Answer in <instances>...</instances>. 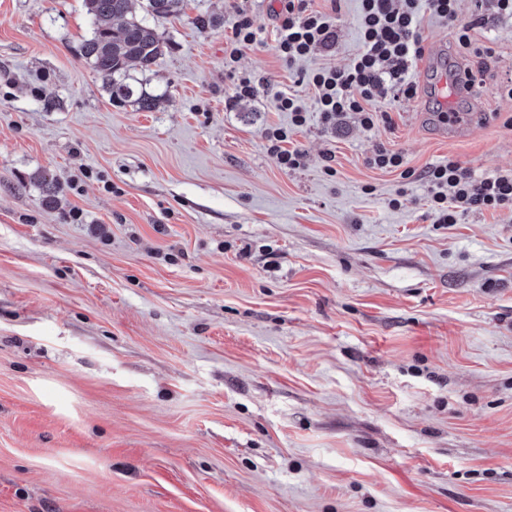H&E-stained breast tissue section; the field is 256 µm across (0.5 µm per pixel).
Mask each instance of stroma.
I'll use <instances>...</instances> for the list:
<instances>
[{
    "instance_id": "stroma-1",
    "label": "stroma",
    "mask_w": 512,
    "mask_h": 512,
    "mask_svg": "<svg viewBox=\"0 0 512 512\" xmlns=\"http://www.w3.org/2000/svg\"><path fill=\"white\" fill-rule=\"evenodd\" d=\"M237 3L148 17L138 112L80 55L83 0H0V512H512V211L438 224L424 181L366 163L512 168V23L472 31L491 118L444 139L428 56L391 125H325L271 0L228 62ZM309 7L346 66L360 0ZM268 151L275 155L280 165L286 170H296L304 165L305 154L299 149L288 150L283 147L288 142V130L269 128L264 134ZM366 162L369 166L382 170L398 171L405 167L403 155L384 146L378 147ZM400 177L405 180L418 178L415 171L408 168L401 170Z\"/></svg>"
}]
</instances>
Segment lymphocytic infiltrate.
Returning <instances> with one entry per match:
<instances>
[{
  "label": "lymphocytic infiltrate",
  "instance_id": "f902f5d3",
  "mask_svg": "<svg viewBox=\"0 0 512 512\" xmlns=\"http://www.w3.org/2000/svg\"><path fill=\"white\" fill-rule=\"evenodd\" d=\"M275 51L288 65L320 55L333 42L331 15L310 10L308 0H278ZM430 14L455 24L456 0H362V48L343 68L320 64L308 75L323 122L347 113L373 129L391 124L388 110L375 107L376 98L394 94L412 98L417 84L413 62L424 52L421 18ZM435 221L454 224L472 212L512 208V169L475 175L456 159L428 167L423 175Z\"/></svg>",
  "mask_w": 512,
  "mask_h": 512
}]
</instances>
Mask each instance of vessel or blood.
Wrapping results in <instances>:
<instances>
[{
	"mask_svg": "<svg viewBox=\"0 0 512 512\" xmlns=\"http://www.w3.org/2000/svg\"><path fill=\"white\" fill-rule=\"evenodd\" d=\"M482 78L476 70L456 63L448 73L438 76L434 90L443 101L444 114L439 121L448 137H456L472 131L476 125L486 119V113L480 106ZM467 100L469 108H459V100Z\"/></svg>",
	"mask_w": 512,
	"mask_h": 512,
	"instance_id": "1",
	"label": "vessel or blood"
}]
</instances>
